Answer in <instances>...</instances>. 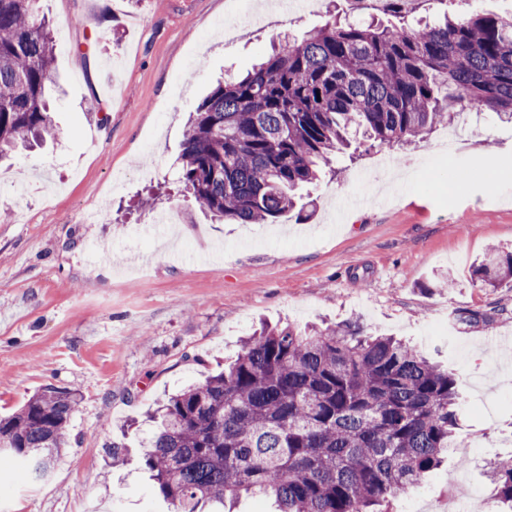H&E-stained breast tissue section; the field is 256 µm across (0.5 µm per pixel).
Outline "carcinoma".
I'll return each instance as SVG.
<instances>
[{
    "label": "carcinoma",
    "instance_id": "carcinoma-1",
    "mask_svg": "<svg viewBox=\"0 0 512 512\" xmlns=\"http://www.w3.org/2000/svg\"><path fill=\"white\" fill-rule=\"evenodd\" d=\"M39 0H0V160L57 136L48 111L56 41ZM512 120V16L445 13L416 25L334 21L283 37L190 114L178 182L215 221L274 224L296 191L362 145L395 149L464 109ZM473 280L512 282V252L489 250ZM456 322L493 321L482 309ZM460 379L356 321L264 326L224 370L151 416L143 460L169 512L244 494L277 512H378L453 447ZM82 398L47 386L0 418V459L45 475ZM497 512H512V465L489 466Z\"/></svg>",
    "mask_w": 512,
    "mask_h": 512
}]
</instances>
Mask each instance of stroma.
Instances as JSON below:
<instances>
[{
	"label": "stroma",
	"mask_w": 512,
	"mask_h": 512,
	"mask_svg": "<svg viewBox=\"0 0 512 512\" xmlns=\"http://www.w3.org/2000/svg\"><path fill=\"white\" fill-rule=\"evenodd\" d=\"M40 0L52 19L58 136L0 165V415L47 387L80 390L69 439L32 481L0 467V512H165L138 462L140 423L165 395L203 381L259 322L359 321L409 342L462 383L458 452L381 512L450 505L481 491L490 462L512 456V288L472 283L493 247H512V123L484 111L399 150L340 156L308 189L311 217L218 224L172 186L190 112L217 80L246 71L279 34L342 17L337 0L283 13L275 0ZM455 137L468 155L436 152ZM175 210L159 230L155 215ZM454 280L439 286V277ZM460 308L494 313L453 322ZM126 446L112 462L107 447Z\"/></svg>",
	"instance_id": "1"
}]
</instances>
